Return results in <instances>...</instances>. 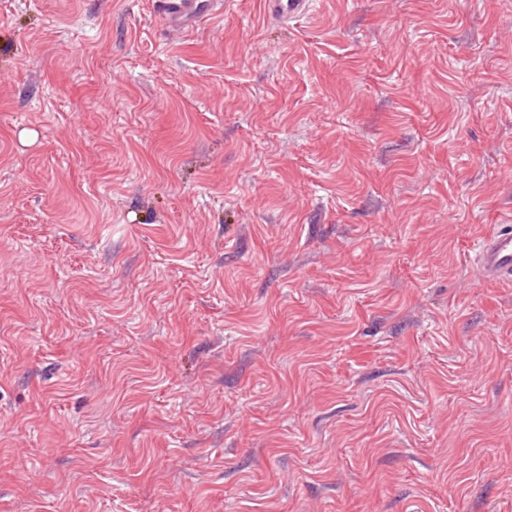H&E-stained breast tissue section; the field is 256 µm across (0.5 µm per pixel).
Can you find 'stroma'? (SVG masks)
<instances>
[{
    "label": "stroma",
    "mask_w": 512,
    "mask_h": 512,
    "mask_svg": "<svg viewBox=\"0 0 512 512\" xmlns=\"http://www.w3.org/2000/svg\"><path fill=\"white\" fill-rule=\"evenodd\" d=\"M0 0V512H512V0ZM165 9L174 25L182 26L186 21L211 13L217 0H169L164 1ZM309 4V0H268L266 2L269 13L283 21L305 13ZM473 262L485 280L512 284V225L500 224L495 231L472 244Z\"/></svg>",
    "instance_id": "stroma-1"
}]
</instances>
